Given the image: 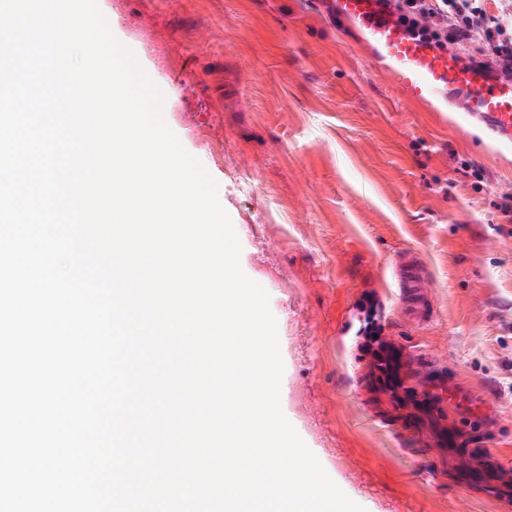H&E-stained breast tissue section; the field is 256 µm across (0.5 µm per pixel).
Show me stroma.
<instances>
[{
    "label": "stroma",
    "mask_w": 512,
    "mask_h": 512,
    "mask_svg": "<svg viewBox=\"0 0 512 512\" xmlns=\"http://www.w3.org/2000/svg\"><path fill=\"white\" fill-rule=\"evenodd\" d=\"M218 184L240 266L269 294L281 409L366 512H512V156L404 104L330 0H97ZM436 314L399 303L406 258ZM399 349L448 375L423 413L379 389L366 294Z\"/></svg>",
    "instance_id": "stroma-1"
}]
</instances>
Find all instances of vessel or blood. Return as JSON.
I'll return each mask as SVG.
<instances>
[{"label": "vessel or blood", "mask_w": 512, "mask_h": 512, "mask_svg": "<svg viewBox=\"0 0 512 512\" xmlns=\"http://www.w3.org/2000/svg\"><path fill=\"white\" fill-rule=\"evenodd\" d=\"M333 7L369 37L403 101L449 106L500 149L512 151V80L491 79L481 67L463 65L452 52L431 49L427 42L411 36L397 16L385 12L379 0H334ZM452 89L461 92L453 102L447 98ZM399 285L412 320L427 321L433 306L421 272L405 266Z\"/></svg>", "instance_id": "1"}]
</instances>
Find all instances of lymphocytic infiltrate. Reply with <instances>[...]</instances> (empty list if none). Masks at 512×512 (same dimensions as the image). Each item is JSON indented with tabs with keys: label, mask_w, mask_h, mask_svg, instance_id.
Masks as SVG:
<instances>
[{
	"label": "lymphocytic infiltrate",
	"mask_w": 512,
	"mask_h": 512,
	"mask_svg": "<svg viewBox=\"0 0 512 512\" xmlns=\"http://www.w3.org/2000/svg\"><path fill=\"white\" fill-rule=\"evenodd\" d=\"M416 36L440 50L479 65L493 79L512 78V10L491 12L486 0H382ZM363 351L370 356L381 385L391 392L404 386L400 353L374 323L363 330Z\"/></svg>",
	"instance_id": "1"
}]
</instances>
